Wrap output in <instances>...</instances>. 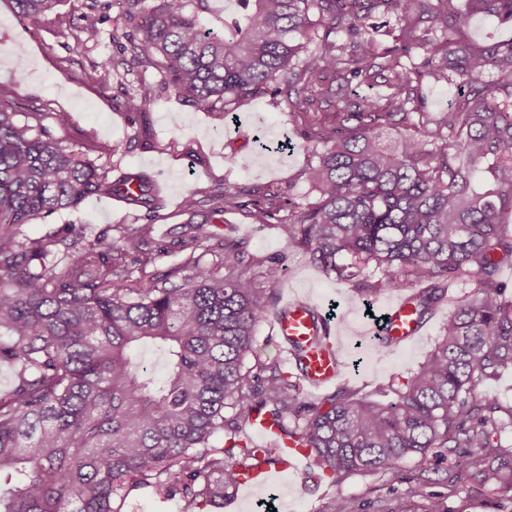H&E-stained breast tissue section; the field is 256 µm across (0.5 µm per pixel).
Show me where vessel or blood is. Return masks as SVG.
Here are the masks:
<instances>
[{
	"label": "vessel or blood",
	"mask_w": 512,
	"mask_h": 512,
	"mask_svg": "<svg viewBox=\"0 0 512 512\" xmlns=\"http://www.w3.org/2000/svg\"><path fill=\"white\" fill-rule=\"evenodd\" d=\"M312 308L302 301L289 303L284 314L276 316L275 330L282 341V353L286 361H294L295 345L307 341L310 337H323L324 349L308 352L301 372L305 387L318 391L332 385L343 372L345 363L338 353L331 336L329 324L314 321ZM387 319L378 332L380 340L399 345L413 336L420 328L419 323L411 316L407 301H399L392 305L386 313ZM305 449L286 445L281 450V460L275 465H261L242 478L244 487H267L277 485L283 471L296 468L298 461L306 457Z\"/></svg>",
	"instance_id": "1"
}]
</instances>
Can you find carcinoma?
Masks as SVG:
<instances>
[{
  "label": "carcinoma",
  "instance_id": "1",
  "mask_svg": "<svg viewBox=\"0 0 512 512\" xmlns=\"http://www.w3.org/2000/svg\"><path fill=\"white\" fill-rule=\"evenodd\" d=\"M10 2L37 23L62 0ZM126 2L124 38L137 62L161 68L167 87L201 110L220 103L227 115L240 98L284 90L295 112L323 78L338 83L323 95L341 111L311 146L317 201L288 219L259 206L257 223L277 224L287 247L367 295L417 275L428 282L409 295L418 319L460 276L477 278V295L380 399L344 390L307 402L300 379L255 350V329L270 313L264 284L278 283L281 260L192 220L182 236L213 261L190 253L178 283L146 271L150 223L111 224L90 243L58 232L20 240L24 225L92 194L124 195L148 218L161 200L147 175L112 178L48 129L17 122L1 101L0 360L15 379L0 393V512H120L144 488L179 497L180 512H209L246 471L277 462L288 439L309 450L320 481L396 470L444 449L465 478L512 487V448L501 442L512 406L478 391L512 368V288L495 278L512 256V108L498 102L512 93V42L468 37L476 15L512 21V0H468L465 12L452 0H235L222 16L209 0ZM379 9L401 23V46L383 53L366 37ZM315 13L327 33L349 39L325 36L307 51ZM425 74L467 89L438 120L415 96ZM355 80H381L389 93L353 101ZM152 96L144 85L122 108L140 114ZM397 117L415 134L387 148L375 127ZM233 198L221 188L205 223ZM116 250L133 267L116 265ZM148 347L163 357L159 376L144 366ZM257 413L279 430L262 447L246 436Z\"/></svg>",
  "mask_w": 512,
  "mask_h": 512
}]
</instances>
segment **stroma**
Wrapping results in <instances>:
<instances>
[{"label": "stroma", "instance_id": "stroma-1", "mask_svg": "<svg viewBox=\"0 0 512 512\" xmlns=\"http://www.w3.org/2000/svg\"><path fill=\"white\" fill-rule=\"evenodd\" d=\"M125 10V0H63L57 13L33 24L15 13L10 0H0V96L14 103L20 121L46 127L96 165L116 175L142 173L155 181L163 206L152 219L156 252L149 273L166 274L186 257L172 245L176 225L188 219L182 197L194 191L204 198L230 186L234 203L225 204L222 220L204 225V232L239 237L260 256L284 255L277 303L310 297L347 342L361 339L369 314H380L397 300V293L368 297L337 282L306 251L286 249L276 225L258 224L252 217L258 204L285 218L295 204L315 199L307 179V135L332 126L335 101L318 94L307 111L293 114L281 93L238 100L228 118L200 111L166 87L160 69L133 64L132 51L113 44L112 33L123 27ZM90 19L99 22L97 34L85 29ZM106 60L117 75L103 84L93 74ZM145 84L153 87V99L145 113L131 117L119 102ZM175 113L181 118L177 128L171 123ZM101 143L112 145V152H98ZM230 154L236 156V166L225 163ZM144 221L143 212L92 195L78 210L33 220L23 234L39 238L71 227L89 243L106 225ZM476 286V279L458 280L411 342L384 350L366 347L349 361L338 388L368 394L390 378L406 375L430 350L448 314ZM333 498L342 500L346 512H391L398 499L407 503L408 512H425L432 499L444 512H512V489L492 491L464 479L454 456L446 453L405 461L394 473H350L334 483H303L291 474L258 500L237 488L222 512H322Z\"/></svg>", "mask_w": 512, "mask_h": 512}]
</instances>
